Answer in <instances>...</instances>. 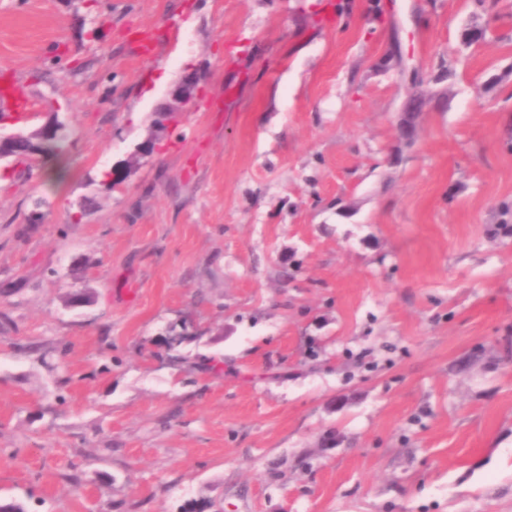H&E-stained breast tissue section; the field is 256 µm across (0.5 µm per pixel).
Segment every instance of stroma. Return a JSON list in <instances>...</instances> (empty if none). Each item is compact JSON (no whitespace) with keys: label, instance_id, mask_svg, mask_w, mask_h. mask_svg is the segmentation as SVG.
Masks as SVG:
<instances>
[{"label":"stroma","instance_id":"35a3bbf8","mask_svg":"<svg viewBox=\"0 0 512 512\" xmlns=\"http://www.w3.org/2000/svg\"><path fill=\"white\" fill-rule=\"evenodd\" d=\"M4 80L1 503L512 512V0H0ZM196 79L193 77H185L181 85L172 93L171 98L156 106L153 112L160 113L164 119L163 124L167 127L170 123L169 115L175 112L178 104L187 107L193 100L194 92L196 90ZM17 115L26 117L33 106L29 95L18 85H5L0 89V107Z\"/></svg>","mask_w":512,"mask_h":512}]
</instances>
